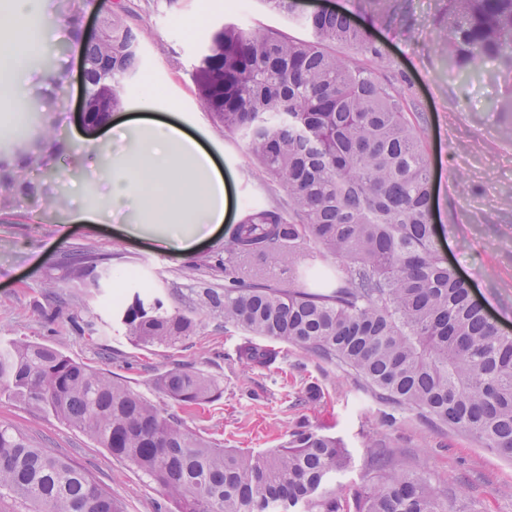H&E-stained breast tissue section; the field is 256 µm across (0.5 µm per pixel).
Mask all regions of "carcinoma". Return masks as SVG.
Returning a JSON list of instances; mask_svg holds the SVG:
<instances>
[{
    "mask_svg": "<svg viewBox=\"0 0 512 512\" xmlns=\"http://www.w3.org/2000/svg\"><path fill=\"white\" fill-rule=\"evenodd\" d=\"M302 26L305 39L273 28H214L192 70L198 96L224 131L240 135L265 175L288 200L249 211L233 230L224 287L200 303L249 336L291 344L362 376L384 400L481 441L512 461V336L499 332L469 284L441 255L433 221L434 185L417 104L372 66L336 54L356 48L384 58L369 32L345 11H305L299 0H261ZM119 3L104 11V37L85 40L87 98L123 107L138 36ZM499 61L512 73V0H448V65ZM24 183L0 175V200ZM303 253L307 261L294 264ZM253 255L288 262V284L247 278ZM336 256L335 265L326 258ZM103 263L83 253L71 279ZM141 346H174L197 327L188 312L135 295L120 317ZM254 367L279 352L247 341ZM158 393L190 410L213 401L217 384L173 368ZM0 392L33 411L87 428L101 447L155 484L177 512H457L448 495L380 454L374 480L352 497L328 488L350 455L340 441L304 425L269 454L224 449L163 415L119 377L78 363L44 344L0 343ZM19 512H122L112 492L71 462L45 453L0 426V500Z\"/></svg>",
    "mask_w": 512,
    "mask_h": 512,
    "instance_id": "carcinoma-1",
    "label": "carcinoma"
}]
</instances>
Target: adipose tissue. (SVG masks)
I'll use <instances>...</instances> for the list:
<instances>
[{
    "mask_svg": "<svg viewBox=\"0 0 512 512\" xmlns=\"http://www.w3.org/2000/svg\"><path fill=\"white\" fill-rule=\"evenodd\" d=\"M53 21L41 0H7L0 7V73L22 74L29 58L46 47ZM124 142L105 179L109 207L126 208L140 224H165L169 244L186 251L193 237L224 224L228 191L215 157L183 120L159 121L130 113L115 124ZM196 225L186 236L182 225Z\"/></svg>",
    "mask_w": 512,
    "mask_h": 512,
    "instance_id": "obj_1",
    "label": "adipose tissue"
}]
</instances>
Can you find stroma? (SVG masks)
I'll return each instance as SVG.
<instances>
[{
	"label": "stroma",
	"mask_w": 512,
	"mask_h": 512,
	"mask_svg": "<svg viewBox=\"0 0 512 512\" xmlns=\"http://www.w3.org/2000/svg\"><path fill=\"white\" fill-rule=\"evenodd\" d=\"M44 2L56 27L48 43L52 55L36 56L27 77L29 133L21 142L0 133V169L26 176L8 206H0V341L51 346L129 381L165 413L177 406L156 392L155 378L179 365L202 372L218 383L221 396L185 415L187 429L258 454L306 424L347 448L350 464L331 484L343 495L367 482L373 455L385 452L448 493L462 512H512V462L461 431L384 402L354 373L298 347L280 345L270 368L249 367L238 356L245 334L193 302L196 290L212 282L205 264L223 257L241 217L287 199L283 187L261 175L245 141L225 132L202 105L191 78L201 44L225 21L248 31L278 28L296 38L305 30L259 0H179L172 9L165 0H123L140 39L136 69L122 90L126 104L155 93L174 101L190 131L214 150L229 188L226 222L180 252L164 244L159 224L135 231L121 217L75 221L76 206L105 208L103 171L117 146L104 129L86 131L76 112L81 43L71 36L67 17L81 15L85 29H93L95 7L86 0ZM302 5L353 13L384 51L380 74L425 112L441 252L491 320L512 334V112L500 109L512 93V78L495 61L468 73L450 69L447 0H407L404 20L392 24L356 0ZM84 136L95 146L82 152L73 143ZM48 199L53 207H45ZM83 251L109 259L99 287L68 277L70 259ZM118 294L128 302L149 295L168 309L192 312L197 330L174 346H135L122 333L113 302ZM1 424L87 470L123 512H166L160 489L99 447L89 432L4 393Z\"/></svg>",
	"instance_id": "35a3bbf8"
}]
</instances>
